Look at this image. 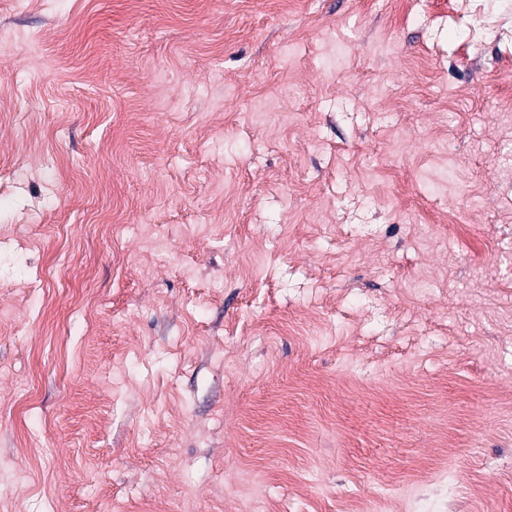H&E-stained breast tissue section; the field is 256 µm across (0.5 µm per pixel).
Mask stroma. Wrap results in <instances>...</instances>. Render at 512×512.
<instances>
[{
    "instance_id": "obj_1",
    "label": "stroma",
    "mask_w": 512,
    "mask_h": 512,
    "mask_svg": "<svg viewBox=\"0 0 512 512\" xmlns=\"http://www.w3.org/2000/svg\"><path fill=\"white\" fill-rule=\"evenodd\" d=\"M512 0H0V512H512Z\"/></svg>"
}]
</instances>
